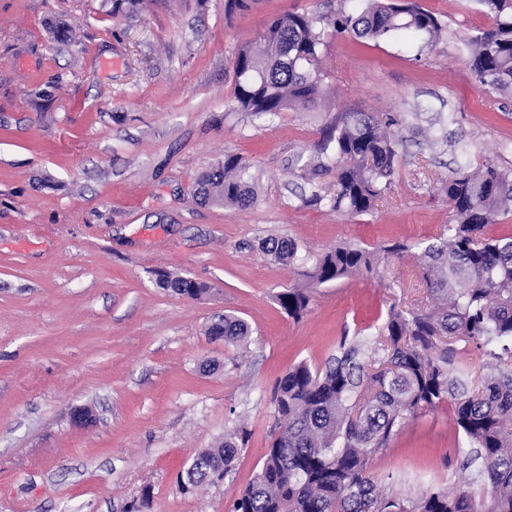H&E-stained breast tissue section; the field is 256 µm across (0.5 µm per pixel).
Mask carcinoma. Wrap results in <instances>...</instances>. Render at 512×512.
<instances>
[{"instance_id": "carcinoma-1", "label": "carcinoma", "mask_w": 512, "mask_h": 512, "mask_svg": "<svg viewBox=\"0 0 512 512\" xmlns=\"http://www.w3.org/2000/svg\"><path fill=\"white\" fill-rule=\"evenodd\" d=\"M352 12L287 11L271 17L258 38L240 47L233 66L238 111L274 116L309 109L325 93L322 56L327 38L350 34L386 40L404 32L425 37L431 48L441 37L438 17L412 0H365ZM493 25L466 40L468 63L481 78L512 84V0H480ZM398 142L379 125L352 112L328 127L321 150L336 164V191L311 201L352 215L369 212L391 183ZM196 200L246 208L255 199L246 167L236 155L202 173L192 187ZM448 201L458 222L428 245L420 268L429 292L426 306L391 308L375 337L341 343L342 354L322 369L305 362L277 379L272 404L278 433L233 512H512V236L489 237L484 228L512 212V170L486 162L463 163L448 175ZM270 261L293 264L296 245L269 239ZM375 253L340 244L308 258V284L277 295L295 319L307 311L313 288L353 272L371 270ZM159 287L201 299L204 282L154 271ZM209 333L228 343L250 335L249 325L226 314ZM474 343L488 356L482 389L452 365L441 339ZM374 360H364L366 351ZM455 406L454 424L481 460L488 490H427L403 499L378 486L368 472L370 457L387 447L402 423L445 401ZM245 429L192 457L178 473L182 490L193 491L234 467Z\"/></svg>"}]
</instances>
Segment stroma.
Masks as SVG:
<instances>
[{"label":"stroma","mask_w":512,"mask_h":512,"mask_svg":"<svg viewBox=\"0 0 512 512\" xmlns=\"http://www.w3.org/2000/svg\"><path fill=\"white\" fill-rule=\"evenodd\" d=\"M442 21L424 47L408 33L333 37L326 93L311 110L238 112L241 45L286 11L328 0H0V512H233L274 426L271 390L293 364L323 368L342 339L377 335L391 305L427 301L419 257L455 211L444 186L463 162L512 167V86L468 65L467 37L491 26L480 0H416ZM349 112L394 118L398 159L373 209L309 204L334 191L314 166L327 127ZM249 167L247 208L201 204L196 178L225 155ZM299 252L353 243L372 270L315 288L293 319L275 296L305 285ZM396 241L408 251L387 253ZM208 283L210 297L159 288L154 269ZM252 328L224 343V314ZM454 407L406 420L369 472L385 490L484 488ZM245 427L222 480L182 492L192 455ZM270 261L279 264H294L298 258L296 245L289 239H268L263 247Z\"/></svg>","instance_id":"stroma-1"}]
</instances>
